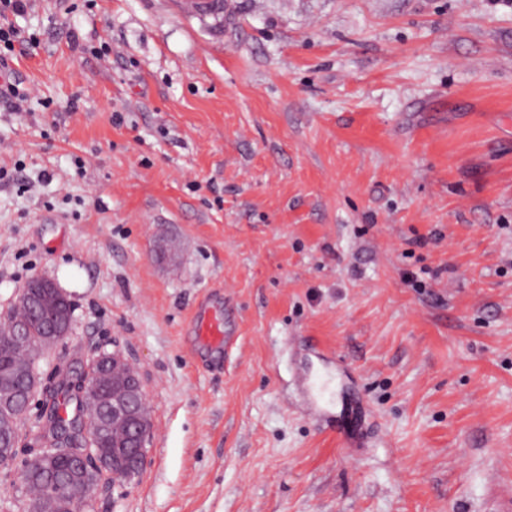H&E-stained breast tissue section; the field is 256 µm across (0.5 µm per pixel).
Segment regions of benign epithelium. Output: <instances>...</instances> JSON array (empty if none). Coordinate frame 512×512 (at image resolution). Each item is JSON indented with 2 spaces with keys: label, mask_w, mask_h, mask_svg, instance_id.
<instances>
[{
  "label": "benign epithelium",
  "mask_w": 512,
  "mask_h": 512,
  "mask_svg": "<svg viewBox=\"0 0 512 512\" xmlns=\"http://www.w3.org/2000/svg\"><path fill=\"white\" fill-rule=\"evenodd\" d=\"M66 293L58 283L47 276L35 275L20 289L15 304L36 316L42 325L43 348L54 346L70 334L73 326L68 310L60 307ZM30 329L26 321L10 324L7 344L23 351L30 345ZM85 378L75 394L96 401L99 410L96 429L107 433L115 426L128 431L123 454L108 459L87 449L74 460L70 478L79 480L88 473L108 474L112 480L131 481L146 464L150 418L146 395L138 371L118 351L96 350L84 368ZM55 463V453L40 447L27 459L23 469L34 473L49 472ZM66 485L59 483L37 502L38 512H63L66 508Z\"/></svg>",
  "instance_id": "7a95c632"
}]
</instances>
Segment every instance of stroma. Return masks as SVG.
I'll return each instance as SVG.
<instances>
[{"mask_svg":"<svg viewBox=\"0 0 512 512\" xmlns=\"http://www.w3.org/2000/svg\"><path fill=\"white\" fill-rule=\"evenodd\" d=\"M0 308L55 277L152 432L94 512H485L512 482V0H35ZM52 181H42V172ZM214 295L235 345L186 336ZM330 372L331 418L296 375ZM358 427L347 454L337 427Z\"/></svg>","mask_w":512,"mask_h":512,"instance_id":"obj_1","label":"stroma"}]
</instances>
